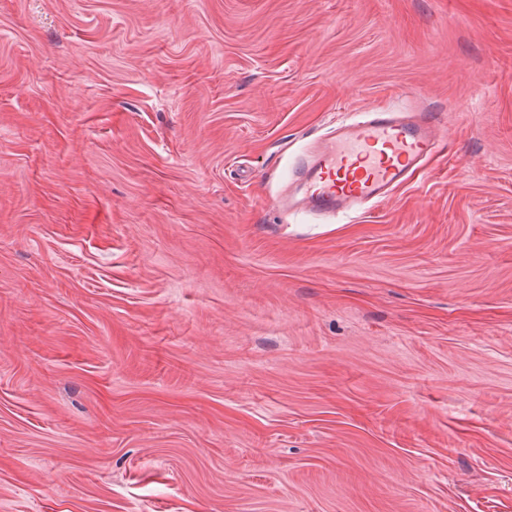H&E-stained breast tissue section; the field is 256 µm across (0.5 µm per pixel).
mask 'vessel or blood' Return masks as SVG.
<instances>
[{
  "label": "vessel or blood",
  "instance_id": "1",
  "mask_svg": "<svg viewBox=\"0 0 512 512\" xmlns=\"http://www.w3.org/2000/svg\"><path fill=\"white\" fill-rule=\"evenodd\" d=\"M446 146L445 128L434 113L371 111L364 120L340 122L295 169L299 192L275 203L297 212L354 214L386 200L421 161Z\"/></svg>",
  "mask_w": 512,
  "mask_h": 512
}]
</instances>
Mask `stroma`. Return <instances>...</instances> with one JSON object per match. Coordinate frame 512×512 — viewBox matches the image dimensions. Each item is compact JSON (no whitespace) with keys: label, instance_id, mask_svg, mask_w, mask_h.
<instances>
[{"label":"stroma","instance_id":"1","mask_svg":"<svg viewBox=\"0 0 512 512\" xmlns=\"http://www.w3.org/2000/svg\"><path fill=\"white\" fill-rule=\"evenodd\" d=\"M0 512H512V0H0ZM447 134L432 112H366L341 121L293 173L299 193L277 196L279 208L323 215L357 214L386 200L421 161L445 149Z\"/></svg>","mask_w":512,"mask_h":512}]
</instances>
